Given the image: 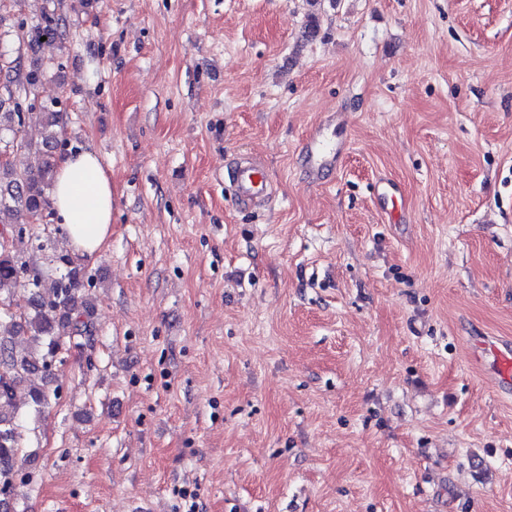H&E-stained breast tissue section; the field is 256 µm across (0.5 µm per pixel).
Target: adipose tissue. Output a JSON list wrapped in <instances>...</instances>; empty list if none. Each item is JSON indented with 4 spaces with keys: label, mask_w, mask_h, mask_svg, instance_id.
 Segmentation results:
<instances>
[{
    "label": "adipose tissue",
    "mask_w": 512,
    "mask_h": 512,
    "mask_svg": "<svg viewBox=\"0 0 512 512\" xmlns=\"http://www.w3.org/2000/svg\"><path fill=\"white\" fill-rule=\"evenodd\" d=\"M54 171L53 222L74 256L99 253L112 235L113 190L98 153L88 146L59 155Z\"/></svg>",
    "instance_id": "adipose-tissue-1"
}]
</instances>
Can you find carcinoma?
Returning a JSON list of instances; mask_svg holds the SVG:
<instances>
[{
	"label": "carcinoma",
	"instance_id": "obj_1",
	"mask_svg": "<svg viewBox=\"0 0 512 512\" xmlns=\"http://www.w3.org/2000/svg\"><path fill=\"white\" fill-rule=\"evenodd\" d=\"M61 17L46 13L28 31V43L41 37L62 35ZM40 68L21 71L19 59L0 52V131L12 133L0 144L9 147L28 123L44 130L42 147L35 149L36 166L23 172L0 166V233H14L27 218L49 207L54 176L53 151L61 139L63 113L30 97L45 80ZM36 250L46 267L22 259L0 244V488L14 495L19 476L17 464L25 456L26 439L20 431L23 408L39 411L57 399L54 392L34 382L38 372L53 373L52 360L72 350L92 346L93 304L85 294V266L70 255L60 236L35 235ZM26 391V402H17V391Z\"/></svg>",
	"mask_w": 512,
	"mask_h": 512
}]
</instances>
